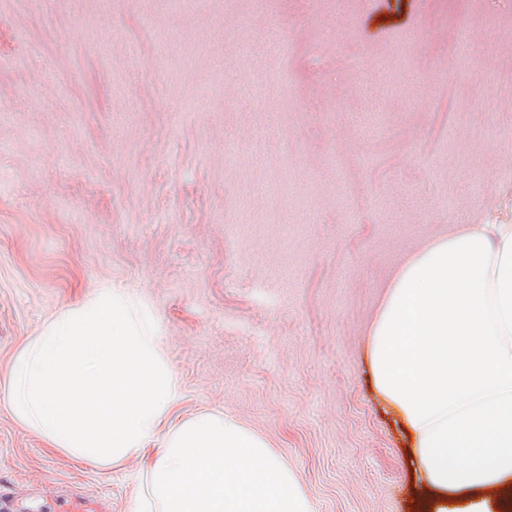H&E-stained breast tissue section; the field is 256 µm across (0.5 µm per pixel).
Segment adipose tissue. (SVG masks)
<instances>
[{
  "instance_id": "adipose-tissue-1",
  "label": "adipose tissue",
  "mask_w": 512,
  "mask_h": 512,
  "mask_svg": "<svg viewBox=\"0 0 512 512\" xmlns=\"http://www.w3.org/2000/svg\"><path fill=\"white\" fill-rule=\"evenodd\" d=\"M369 362L413 439L416 512H512V222L467 225L408 258Z\"/></svg>"
}]
</instances>
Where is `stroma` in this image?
<instances>
[{"label":"stroma","mask_w":512,"mask_h":512,"mask_svg":"<svg viewBox=\"0 0 512 512\" xmlns=\"http://www.w3.org/2000/svg\"><path fill=\"white\" fill-rule=\"evenodd\" d=\"M267 15L288 55L264 50ZM245 20L259 94L227 50ZM496 219L512 220V0H0L7 512L83 494L128 512L162 453L89 464L9 409L14 353L105 284L159 325L180 379L162 430L219 413L314 512H411L370 327L411 255Z\"/></svg>","instance_id":"35a3bbf8"}]
</instances>
